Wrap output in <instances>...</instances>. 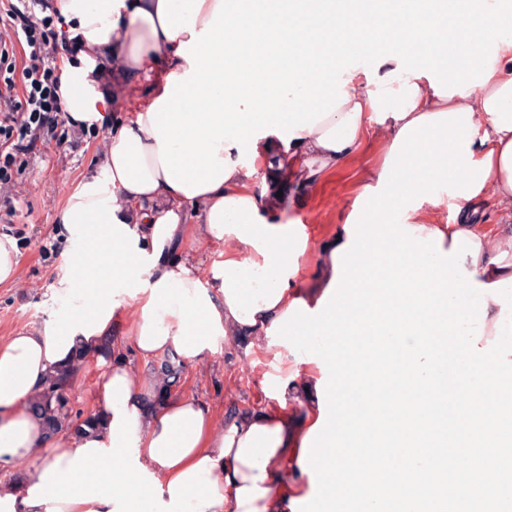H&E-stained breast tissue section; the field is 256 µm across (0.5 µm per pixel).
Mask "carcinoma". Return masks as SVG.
Wrapping results in <instances>:
<instances>
[{
	"label": "carcinoma",
	"mask_w": 512,
	"mask_h": 512,
	"mask_svg": "<svg viewBox=\"0 0 512 512\" xmlns=\"http://www.w3.org/2000/svg\"><path fill=\"white\" fill-rule=\"evenodd\" d=\"M84 360L85 356L80 355L71 365L54 372L44 389L30 404L31 409L42 417L51 434L65 430L79 433L82 427L93 428L100 421L97 413L89 414L79 422L74 421L71 416L70 395Z\"/></svg>",
	"instance_id": "1"
}]
</instances>
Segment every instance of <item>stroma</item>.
<instances>
[{"label": "stroma", "instance_id": "stroma-1", "mask_svg": "<svg viewBox=\"0 0 512 512\" xmlns=\"http://www.w3.org/2000/svg\"><path fill=\"white\" fill-rule=\"evenodd\" d=\"M103 133L94 128L72 133V146L38 145L25 158V170L14 185L0 186V200L9 199L11 215L0 218V234L13 237L19 250L17 285L0 288V339L21 329L60 324L68 312L82 307L78 289L63 280L74 268L66 261L75 243L56 213L79 178L92 169ZM385 144L372 138L336 173L315 186L295 191L297 204L288 220L307 225L315 242L329 238L359 203L367 172L382 160ZM290 354L273 346L253 353L239 346H216L206 359L186 362L174 385L178 393L195 398L224 426L239 407L272 404L268 379L283 375Z\"/></svg>", "mask_w": 512, "mask_h": 512}]
</instances>
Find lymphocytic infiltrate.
I'll list each match as a JSON object with an SVG mask.
<instances>
[{"label":"lymphocytic infiltrate","instance_id":"f902f5d3","mask_svg":"<svg viewBox=\"0 0 512 512\" xmlns=\"http://www.w3.org/2000/svg\"><path fill=\"white\" fill-rule=\"evenodd\" d=\"M5 23L11 40H0V185L14 183L22 172L24 158L39 143L55 141L66 146L67 115L60 99L61 74L50 64V56H73L76 41L55 29L52 17H37L42 0H7ZM28 49L24 63H17L15 43Z\"/></svg>","mask_w":512,"mask_h":512}]
</instances>
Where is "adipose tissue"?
Returning <instances> with one entry per match:
<instances>
[{"label": "adipose tissue", "instance_id": "obj_1", "mask_svg": "<svg viewBox=\"0 0 512 512\" xmlns=\"http://www.w3.org/2000/svg\"><path fill=\"white\" fill-rule=\"evenodd\" d=\"M282 0H46V13L83 49L66 63L60 96L76 127L104 137L98 167L58 211L85 254L78 286L93 304L65 325L0 340V512H291L312 492L299 460L319 419V366H291L273 388L277 406L238 410L224 430L199 401L173 394L170 380L141 378L102 354L126 336L144 362L203 360L216 341L267 349L266 330L292 301L316 309L334 276L333 254L349 234L312 246L306 225L286 221L295 205L268 183L274 167L301 182L336 171L369 135L393 143L422 115L468 108L475 160L490 159L483 188L457 199L456 220L412 214L421 236L438 231L451 252L456 233L480 250L465 260L476 283L512 277V27L484 12L437 0H297L290 19L302 42L326 36L325 20L361 22L385 35L437 27L441 11L466 37L448 69L415 62L405 41L351 59L304 56L278 66L255 55L261 20ZM132 105L113 118L104 83ZM503 221H474L484 204ZM187 241L219 243L221 260L202 268ZM321 269L317 287L300 278L304 258ZM127 293L131 312L110 302ZM102 371L99 427L49 435L29 409L54 370L77 353Z\"/></svg>", "mask_w": 512, "mask_h": 512}]
</instances>
